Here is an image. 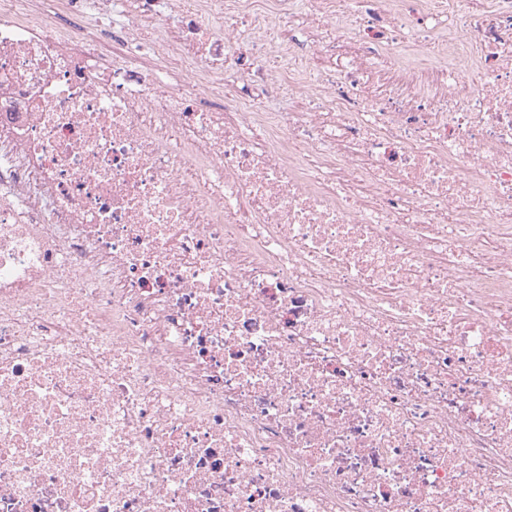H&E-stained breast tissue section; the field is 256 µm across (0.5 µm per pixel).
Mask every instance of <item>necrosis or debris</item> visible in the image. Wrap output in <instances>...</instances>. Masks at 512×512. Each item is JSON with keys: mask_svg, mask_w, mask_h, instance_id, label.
<instances>
[{"mask_svg": "<svg viewBox=\"0 0 512 512\" xmlns=\"http://www.w3.org/2000/svg\"><path fill=\"white\" fill-rule=\"evenodd\" d=\"M46 1L0 0V512H512V0Z\"/></svg>", "mask_w": 512, "mask_h": 512, "instance_id": "4bbe7bcc", "label": "necrosis or debris"}]
</instances>
